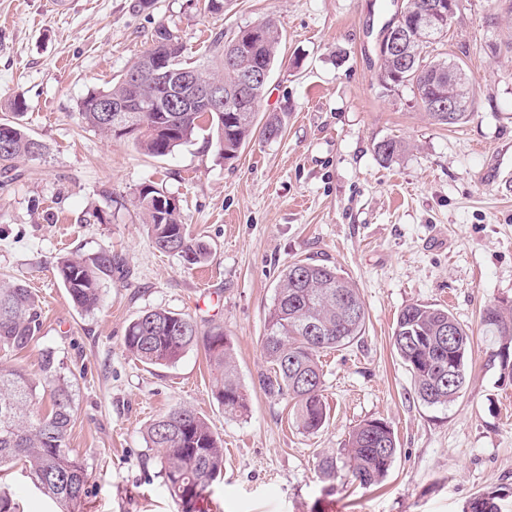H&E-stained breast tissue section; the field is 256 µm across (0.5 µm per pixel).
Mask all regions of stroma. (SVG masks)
Returning <instances> with one entry per match:
<instances>
[{
    "instance_id": "obj_1",
    "label": "stroma",
    "mask_w": 512,
    "mask_h": 512,
    "mask_svg": "<svg viewBox=\"0 0 512 512\" xmlns=\"http://www.w3.org/2000/svg\"><path fill=\"white\" fill-rule=\"evenodd\" d=\"M397 0H0V119L27 104L36 160L0 177V279L25 282L42 313L38 341L4 358L36 371L58 352L74 385L68 446L90 478L86 512H178L147 425L171 408L203 415L234 454L211 488L210 512H462L491 494L512 512V380L489 366L483 307L512 301V0H459L447 39L431 55L462 60L476 105L469 121L434 125L409 89L383 94L377 44ZM274 18L279 61L258 104L284 118L272 140L248 141L236 159L212 132L154 158L79 123L86 94L118 78L165 25L186 54L205 60L214 39ZM407 150L383 164L375 145ZM145 183L175 199L191 233L210 247L187 267L158 251L131 200ZM111 253L98 309L73 306L57 279L60 257ZM307 260L337 267L359 288L363 336L322 356L328 424L298 429L286 401L259 385L265 317L281 272ZM413 303L447 307L473 340L461 397L433 408L417 396L392 341ZM147 309L222 327L236 353L250 409L226 415L212 396L202 345L169 366H147L124 346ZM382 419L398 451L386 480L362 489L347 471L327 478L359 423ZM16 512L56 506L17 465L0 472Z\"/></svg>"
}]
</instances>
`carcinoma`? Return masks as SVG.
Masks as SVG:
<instances>
[{
  "label": "carcinoma",
  "instance_id": "obj_1",
  "mask_svg": "<svg viewBox=\"0 0 512 512\" xmlns=\"http://www.w3.org/2000/svg\"><path fill=\"white\" fill-rule=\"evenodd\" d=\"M413 3L395 25L411 31L410 66L380 57L377 81L383 92L408 87L417 105L433 122L453 127L466 122L475 107L473 86L465 68L459 76L448 77L451 58H431L426 48L437 36L419 17L426 0ZM262 34L245 26L236 32L238 43L215 40L211 59L194 64L185 48L163 25L155 30L152 44L141 55L158 68H194L204 81H222L224 90L237 85L244 70L272 71L282 41L276 22L258 24ZM127 73L110 85L94 89L81 100L78 119L84 125L114 139L131 142L152 157H165L189 142L204 127L217 134L218 155L237 157L240 149L262 129L274 139L282 131V118L274 113L265 123L252 108L229 107L222 112H126L129 130L112 131L107 113L97 110L102 99L122 100L130 95ZM460 90L468 103L448 121V91ZM26 102H10L12 119L0 122V173L15 169L21 160H35L45 151L43 142L27 132L24 125ZM406 149L405 143L385 139L375 146L379 160L388 165ZM165 193L153 184H143L134 196L144 223L150 225L155 247L176 255L187 266L200 264L209 256L208 246L194 237L181 215L158 207ZM56 275L75 307L91 312L100 303V282L112 276V254L103 252L90 260L61 258ZM455 321L445 308L414 303L397 315L393 345L412 374L418 397L433 407L448 406L460 397L467 381V361L472 337L461 324L456 335L443 337L448 323ZM366 308L359 289L336 267L308 261L294 262L283 270L276 286L273 305L265 317L261 352L270 365L260 374V385L271 398L293 402L297 425L307 433L325 426L329 412L324 396V374L320 361L327 350L342 347L363 335ZM41 313L31 290L21 281L0 282V357L28 349L38 339ZM483 335L492 342L489 361L503 376L512 379V304H489L480 313ZM204 342L216 400L224 413L240 416L247 412L249 396L237 376L234 347L224 329L215 326L200 333L188 315L164 309L141 312L127 327L126 350L137 361L151 366H168L198 341ZM74 417V394L70 380L61 372V360L51 348L40 351L38 368L0 366V471L19 463L34 484L55 501L60 512H84L90 474L83 460L67 448ZM148 446L159 449L160 472L180 512H209V488L224 470L221 439L207 420L195 410L176 407L152 421L146 429ZM397 453L391 427L381 419L358 424L348 439L346 458L320 460L323 474L333 478L346 468L353 481L368 488L386 476Z\"/></svg>",
  "mask_w": 512,
  "mask_h": 512
}]
</instances>
